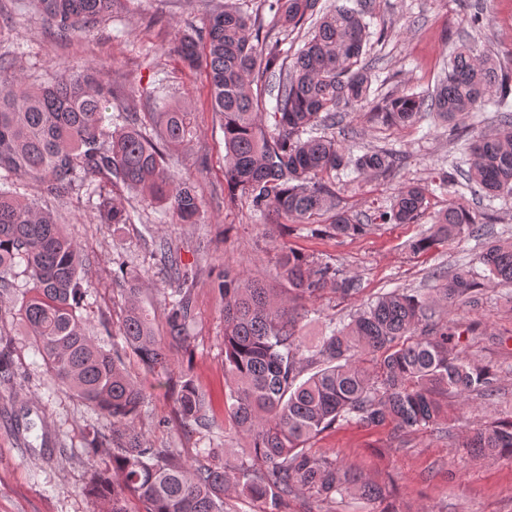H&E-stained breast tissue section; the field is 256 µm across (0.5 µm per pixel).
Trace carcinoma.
<instances>
[{
  "mask_svg": "<svg viewBox=\"0 0 512 512\" xmlns=\"http://www.w3.org/2000/svg\"><path fill=\"white\" fill-rule=\"evenodd\" d=\"M61 36L72 37L112 16L113 0H29ZM319 0H270L281 25L310 34L290 55L277 40L261 38L260 26L237 10H215L205 27L184 34L177 54L195 68L206 61L212 110L222 120L224 180L230 195L250 199L260 212L291 216L316 224L331 215L327 229L338 237L355 236L375 222L416 224L427 209L429 189L401 186L387 210L369 218L339 208L336 176L349 165L362 175H390L400 154L377 150L350 160L333 136L315 135L336 125L342 108L371 103V70L363 59L370 38L365 17L369 0L354 6L318 8ZM94 68L76 74L59 68L45 86L24 85L16 70L0 63V311L11 315L42 352L54 382L72 392L106 422L108 431L85 429L89 477L87 496L105 512H131L136 499L145 512H226L235 494L280 512L283 501L308 491L334 512L347 496L380 505L388 484L343 466L337 459L308 451L325 429L359 423L394 425L402 432L425 429L445 417L443 399L462 402L471 393L492 395L497 374L463 357L456 331L435 319L434 302L417 294L392 291L359 309L353 319L329 327L318 344L307 346L299 324L307 313L295 302L310 301L326 288L345 300L362 289L343 270L292 249L278 253L276 264L288 284L275 296L255 279L224 272L218 290L224 297V373L227 413L250 441V460L222 462L223 449L208 448L202 459L188 460L177 448L144 445L136 419L145 393L128 375L117 348L107 349L95 326L82 315L88 288L81 247L40 208L37 200L99 195L102 224H127L129 211L114 198L97 193L89 178L100 177L149 203L168 206L181 224H198L202 204L195 186L176 178L164 152L194 136L190 113L163 109L149 113L158 140L144 137L129 97L96 81ZM512 72L468 41H460L448 74L425 97L403 94L374 106L387 126L404 128L422 112L459 124L491 104L498 127L471 139L469 167L456 168L464 187L493 201L512 197ZM273 124L263 121L266 104ZM128 110L124 126L110 130L106 112ZM21 183L27 197L13 190ZM476 220L461 203L436 213L432 230L412 243L420 253L475 233ZM489 282L512 283V242L489 246L482 254ZM24 266L26 287L14 285L15 268ZM479 283L467 269L442 286L450 303L472 294ZM126 312L118 335L123 347L151 370L171 372L165 344L190 340L191 292L177 288L165 303L168 336L161 339L139 303V289H126ZM315 368L300 380L303 365ZM184 432L210 428L204 396L184 378L177 392ZM462 447L475 455L512 459V418L495 421ZM109 450L111 465L97 463Z\"/></svg>",
  "mask_w": 512,
  "mask_h": 512,
  "instance_id": "obj_1",
  "label": "carcinoma"
}]
</instances>
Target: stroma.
Instances as JSON below:
<instances>
[{
  "label": "stroma",
  "mask_w": 512,
  "mask_h": 512,
  "mask_svg": "<svg viewBox=\"0 0 512 512\" xmlns=\"http://www.w3.org/2000/svg\"><path fill=\"white\" fill-rule=\"evenodd\" d=\"M216 5L257 16L263 34L285 49L298 48L304 38L303 32L282 27L266 0H115L111 18L68 40L59 39L54 26L32 10L19 9L16 0H0V15L12 18L11 29L0 35V59L13 63L29 86L49 82L57 65L102 61L106 67L97 78L133 96L136 112L153 111L147 95L156 89L165 104L193 113L194 138L168 151L166 163L193 180L203 202L201 223H178L171 210L147 206L139 195L117 187L112 195L130 212L127 224L99 223L94 205L80 195L44 199L40 205L89 256L82 314L108 320V331L100 335L103 343H112L124 315V290L132 285L140 288V303L149 310L156 334L166 335L164 298L176 285L167 256L180 258L191 275L192 338L185 347L170 348L175 367L168 375L149 372L134 354H125L128 374L146 393L137 427L146 446L177 448L188 457L220 448L224 461L234 463L247 457L250 442L224 407V299L217 284L225 270L281 288L275 258L280 248L289 247L358 277L363 289L354 299L326 290L306 302L301 333L311 344L328 323L349 322L357 309L385 293L404 289L430 298L443 275L461 268L483 273L484 249L512 239V199L496 200L489 210L458 185L435 191L442 173L465 165L468 156L463 139L433 114H424L414 126L394 128L377 123L368 110L349 109L334 134L351 157L392 148L404 160L389 177H341L336 185L341 207L373 215L392 204L400 185L420 182L433 192L419 223L374 224L365 234L336 237L303 228L290 217L270 223L243 196L225 203L224 133L210 108L206 74L185 68L173 53L178 37L203 27ZM478 9L483 23L474 29L470 16ZM382 28L386 37L370 39L365 48L366 59L376 63L371 89L381 97L432 92L463 39L512 67V0H375L371 29ZM452 201L470 209L479 232L412 252L411 242L430 228L432 215ZM440 317L457 328L462 355L496 371L494 396L475 393L463 403L449 399L439 425L407 434L389 425L331 427L311 441L309 450L336 456L347 467L393 476L397 512H512V459L475 456L461 446L470 430L512 414V283H481L472 301H458L442 309ZM0 351L10 368L9 376H0V512H100V503L83 491L88 477L84 431L96 422V413L55 385L31 339L8 317L0 319ZM183 374L206 399L214 421L210 431L186 434L179 426L176 396Z\"/></svg>",
  "instance_id": "obj_1"
}]
</instances>
